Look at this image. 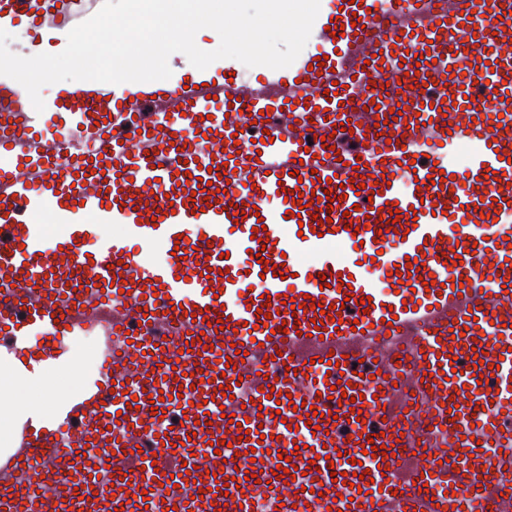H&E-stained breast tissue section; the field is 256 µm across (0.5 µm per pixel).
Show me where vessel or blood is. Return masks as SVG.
I'll return each instance as SVG.
<instances>
[{
	"label": "vessel or blood",
	"mask_w": 512,
	"mask_h": 512,
	"mask_svg": "<svg viewBox=\"0 0 512 512\" xmlns=\"http://www.w3.org/2000/svg\"><path fill=\"white\" fill-rule=\"evenodd\" d=\"M499 2L475 13L467 0H326L317 52L257 79L235 77L227 59L161 81L62 89L52 110L78 130L65 141L0 76L11 107L0 121V335L17 357H31L24 342L37 336L59 359L58 337L82 335L103 307L114 313L89 359L96 374L57 406L60 426L25 423L0 472L38 486L35 450L75 430L109 455L114 496L71 497L59 512H254V471L272 495L315 491L332 512H447L495 494L491 449L512 461V18ZM103 4L0 0V23L50 31L63 46ZM452 33L466 67L448 51ZM399 65L411 73L391 125L380 86L362 78ZM480 83L491 97L476 96ZM419 85L434 94L422 99ZM363 96L374 109L359 111ZM326 219L330 232L317 234ZM114 224L127 238L107 234ZM355 239L358 255H336L335 243ZM155 243L164 262L142 256ZM364 255L398 292L377 291ZM485 255L493 263L478 270ZM291 319L298 328L284 329ZM407 386L444 399L457 425L449 461L424 463L382 432L379 418L405 410ZM165 415L170 427L158 428ZM195 433L237 457L193 456ZM369 440L383 454H365ZM58 450L51 477L93 486L82 455ZM283 457L293 468L277 480ZM353 482L360 492L338 498Z\"/></svg>",
	"instance_id": "vessel-or-blood-1"
}]
</instances>
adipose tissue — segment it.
Instances as JSON below:
<instances>
[{"label":"adipose tissue","instance_id":"1","mask_svg":"<svg viewBox=\"0 0 512 512\" xmlns=\"http://www.w3.org/2000/svg\"><path fill=\"white\" fill-rule=\"evenodd\" d=\"M93 366L77 358H46L27 371L7 348H0V401L9 402L8 411L0 413V453L9 454L16 433L23 422L40 416L45 424L56 419L55 386L72 387L95 374Z\"/></svg>","mask_w":512,"mask_h":512}]
</instances>
